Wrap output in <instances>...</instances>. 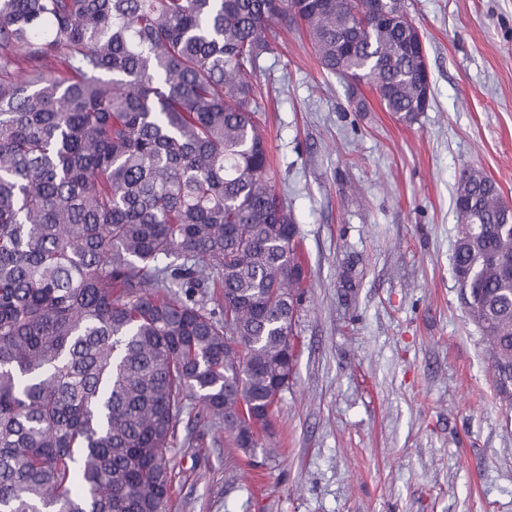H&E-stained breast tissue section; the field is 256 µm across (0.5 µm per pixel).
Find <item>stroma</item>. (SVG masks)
I'll return each mask as SVG.
<instances>
[{"label":"stroma","mask_w":512,"mask_h":512,"mask_svg":"<svg viewBox=\"0 0 512 512\" xmlns=\"http://www.w3.org/2000/svg\"><path fill=\"white\" fill-rule=\"evenodd\" d=\"M406 4L433 88L413 124L327 74L303 30L259 62L270 175L310 271L294 375L253 457L208 426L172 449L167 512H512V424L452 272L460 171L512 206V0Z\"/></svg>","instance_id":"obj_1"}]
</instances>
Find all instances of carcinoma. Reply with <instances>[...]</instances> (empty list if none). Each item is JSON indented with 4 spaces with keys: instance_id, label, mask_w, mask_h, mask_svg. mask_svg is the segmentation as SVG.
<instances>
[{
    "instance_id": "cac0c4a2",
    "label": "carcinoma",
    "mask_w": 512,
    "mask_h": 512,
    "mask_svg": "<svg viewBox=\"0 0 512 512\" xmlns=\"http://www.w3.org/2000/svg\"><path fill=\"white\" fill-rule=\"evenodd\" d=\"M298 22L325 70L426 111L401 0H0V512H167L182 423L259 447L306 267L254 79ZM454 208L511 409L512 209L474 168Z\"/></svg>"
}]
</instances>
